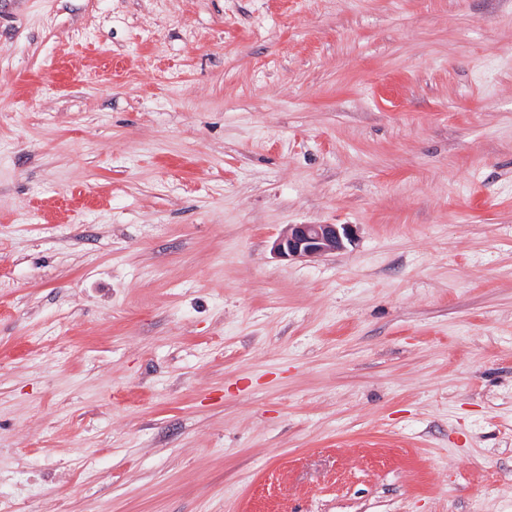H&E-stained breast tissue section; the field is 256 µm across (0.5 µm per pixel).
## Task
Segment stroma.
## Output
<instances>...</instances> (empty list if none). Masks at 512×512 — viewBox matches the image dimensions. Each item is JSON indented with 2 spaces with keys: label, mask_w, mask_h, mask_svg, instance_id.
<instances>
[{
  "label": "stroma",
  "mask_w": 512,
  "mask_h": 512,
  "mask_svg": "<svg viewBox=\"0 0 512 512\" xmlns=\"http://www.w3.org/2000/svg\"><path fill=\"white\" fill-rule=\"evenodd\" d=\"M0 512H512V0H0ZM355 235L352 224H291L276 239L273 252L285 259L322 256L344 250Z\"/></svg>",
  "instance_id": "1"
}]
</instances>
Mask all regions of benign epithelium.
Segmentation results:
<instances>
[{"label":"benign epithelium","mask_w":512,"mask_h":512,"mask_svg":"<svg viewBox=\"0 0 512 512\" xmlns=\"http://www.w3.org/2000/svg\"><path fill=\"white\" fill-rule=\"evenodd\" d=\"M355 235L351 224H290L276 239L273 252L285 259L322 256L345 249Z\"/></svg>","instance_id":"1"}]
</instances>
